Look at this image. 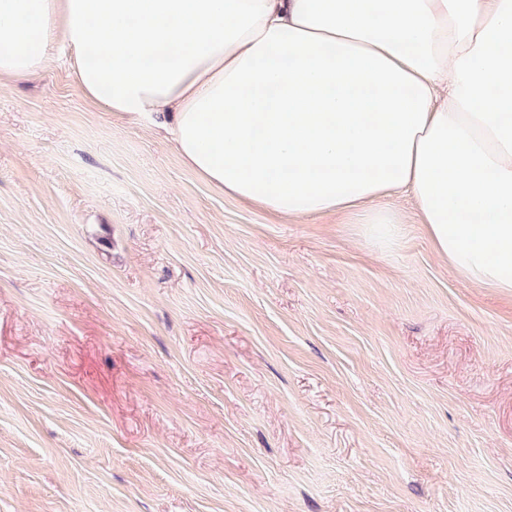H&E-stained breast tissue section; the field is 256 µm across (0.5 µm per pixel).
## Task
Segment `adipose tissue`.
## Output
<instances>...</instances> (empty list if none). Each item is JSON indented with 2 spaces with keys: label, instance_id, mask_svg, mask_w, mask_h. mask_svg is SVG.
<instances>
[{
  "label": "adipose tissue",
  "instance_id": "ef3b65f1",
  "mask_svg": "<svg viewBox=\"0 0 512 512\" xmlns=\"http://www.w3.org/2000/svg\"><path fill=\"white\" fill-rule=\"evenodd\" d=\"M84 96L220 193L436 253L512 292V0H0V82L55 42Z\"/></svg>",
  "mask_w": 512,
  "mask_h": 512
}]
</instances>
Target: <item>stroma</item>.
Here are the masks:
<instances>
[{"label": "stroma", "instance_id": "35a3bbf8", "mask_svg": "<svg viewBox=\"0 0 512 512\" xmlns=\"http://www.w3.org/2000/svg\"><path fill=\"white\" fill-rule=\"evenodd\" d=\"M0 87V512H512V293Z\"/></svg>", "mask_w": 512, "mask_h": 512}]
</instances>
